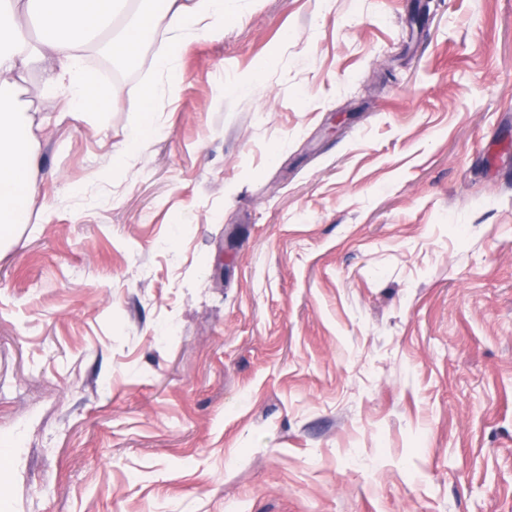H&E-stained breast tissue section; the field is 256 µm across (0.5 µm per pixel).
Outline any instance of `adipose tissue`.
Segmentation results:
<instances>
[{
  "label": "adipose tissue",
  "instance_id": "1",
  "mask_svg": "<svg viewBox=\"0 0 512 512\" xmlns=\"http://www.w3.org/2000/svg\"><path fill=\"white\" fill-rule=\"evenodd\" d=\"M34 20L55 37L31 44L27 26ZM108 23L114 30L104 49L117 60H138L149 41L162 36L156 67L173 79L191 39L223 36L224 0H0V248L29 221L37 194V133L51 122L22 112L18 83L37 74L42 94L62 103V116L101 123L119 89L98 83L80 60L90 51L91 34Z\"/></svg>",
  "mask_w": 512,
  "mask_h": 512
}]
</instances>
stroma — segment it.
Returning a JSON list of instances; mask_svg holds the SVG:
<instances>
[{
	"mask_svg": "<svg viewBox=\"0 0 512 512\" xmlns=\"http://www.w3.org/2000/svg\"><path fill=\"white\" fill-rule=\"evenodd\" d=\"M224 7L39 136L0 512H512V0ZM140 110L144 112V121L124 145L114 152L112 156L114 166H122L129 156L141 153L147 140L155 131L153 98L150 92L144 93L140 102Z\"/></svg>",
	"mask_w": 512,
	"mask_h": 512,
	"instance_id": "1",
	"label": "stroma"
}]
</instances>
